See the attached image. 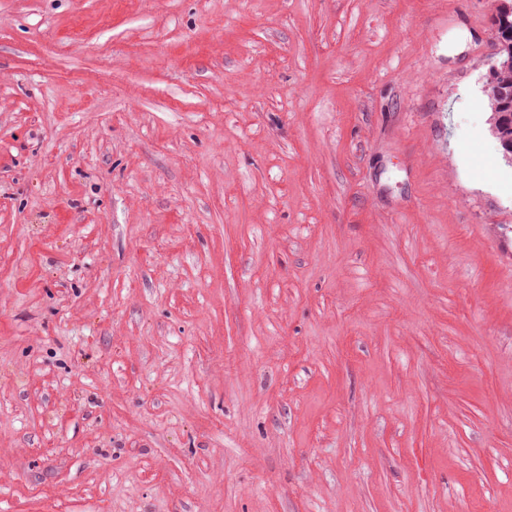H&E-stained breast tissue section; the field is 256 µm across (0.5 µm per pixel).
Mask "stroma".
<instances>
[{
    "label": "stroma",
    "mask_w": 512,
    "mask_h": 512,
    "mask_svg": "<svg viewBox=\"0 0 512 512\" xmlns=\"http://www.w3.org/2000/svg\"><path fill=\"white\" fill-rule=\"evenodd\" d=\"M491 0H0V512H512Z\"/></svg>",
    "instance_id": "1"
}]
</instances>
